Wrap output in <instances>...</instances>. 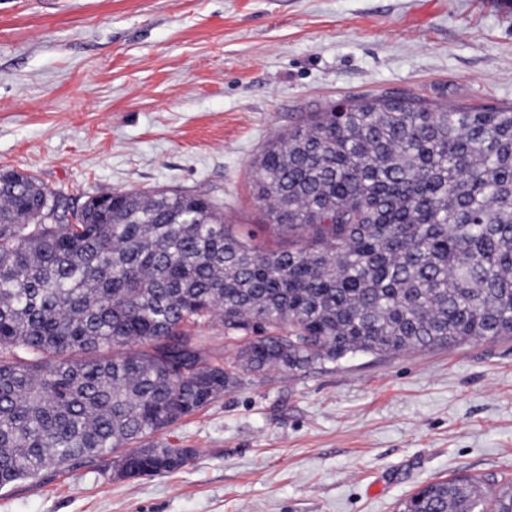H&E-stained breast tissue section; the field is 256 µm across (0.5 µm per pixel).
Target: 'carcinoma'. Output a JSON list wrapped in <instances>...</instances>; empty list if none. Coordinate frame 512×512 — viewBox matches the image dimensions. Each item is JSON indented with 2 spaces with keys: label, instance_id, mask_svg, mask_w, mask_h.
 <instances>
[{
  "label": "carcinoma",
  "instance_id": "1",
  "mask_svg": "<svg viewBox=\"0 0 512 512\" xmlns=\"http://www.w3.org/2000/svg\"><path fill=\"white\" fill-rule=\"evenodd\" d=\"M265 249L189 189L76 208L0 170V490L114 457L174 472L151 437L239 369L288 372L512 336V107L420 97L304 112L253 164ZM218 318L237 360L190 327ZM400 512H512V488L431 482Z\"/></svg>",
  "mask_w": 512,
  "mask_h": 512
}]
</instances>
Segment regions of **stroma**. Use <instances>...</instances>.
I'll list each match as a JSON object with an SVG mask.
<instances>
[{
	"instance_id": "1",
	"label": "stroma",
	"mask_w": 512,
	"mask_h": 512,
	"mask_svg": "<svg viewBox=\"0 0 512 512\" xmlns=\"http://www.w3.org/2000/svg\"><path fill=\"white\" fill-rule=\"evenodd\" d=\"M416 95L512 106V0H0V170L67 204L188 188L259 244L252 164L300 113ZM195 456L117 479L111 458L0 490V512H398L436 480L512 485V339L296 373L241 372L154 436Z\"/></svg>"
}]
</instances>
